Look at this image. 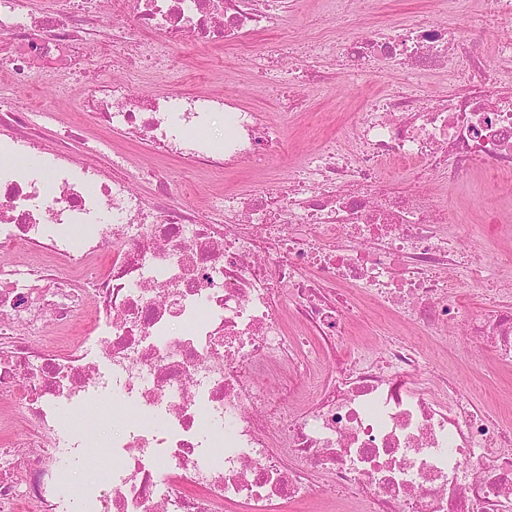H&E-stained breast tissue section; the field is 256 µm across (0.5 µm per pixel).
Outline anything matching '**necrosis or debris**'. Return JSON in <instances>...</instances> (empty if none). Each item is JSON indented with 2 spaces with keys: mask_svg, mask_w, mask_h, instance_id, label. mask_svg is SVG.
Segmentation results:
<instances>
[{
  "mask_svg": "<svg viewBox=\"0 0 512 512\" xmlns=\"http://www.w3.org/2000/svg\"><path fill=\"white\" fill-rule=\"evenodd\" d=\"M97 2L65 22L0 0V68L41 92L83 76L80 109L107 131L84 146L113 169L74 165L79 123L0 99V245L41 258L0 263V512H284L313 499L323 512H512V422L396 336L336 354L377 307L447 349L467 345L469 362L512 366V289L491 291L512 253L475 255L463 209L432 191L483 173L512 193V93L499 90L512 82V0H483L453 30L419 16L321 42L301 63L315 84L336 54L356 84L387 69L466 89L388 92L290 163L288 180L224 193L204 216L174 200L168 160L257 170L286 154L304 97L273 118L229 96L143 95L121 70L172 61L190 37L267 69L285 42L252 39L284 32L299 0ZM218 114L214 142L202 131ZM114 133L158 166L134 165ZM48 136L60 149L46 151ZM388 161L408 166L407 189ZM112 398L129 414L109 460L69 490L67 462L89 441L60 417ZM461 83L455 78L448 76H439L434 80L427 82L423 86L411 88V93L418 96L430 95L433 97H441L448 94V91H462Z\"/></svg>",
  "mask_w": 512,
  "mask_h": 512,
  "instance_id": "1",
  "label": "necrosis or debris"
}]
</instances>
